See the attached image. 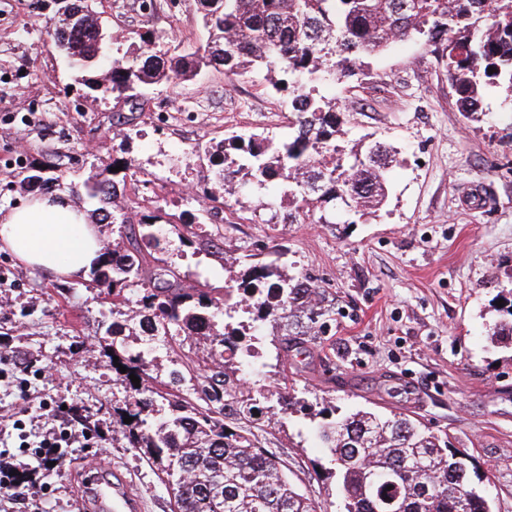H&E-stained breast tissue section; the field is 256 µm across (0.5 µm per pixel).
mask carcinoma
I'll return each mask as SVG.
<instances>
[{"instance_id":"carcinoma-1","label":"carcinoma","mask_w":512,"mask_h":512,"mask_svg":"<svg viewBox=\"0 0 512 512\" xmlns=\"http://www.w3.org/2000/svg\"><path fill=\"white\" fill-rule=\"evenodd\" d=\"M85 6L84 0L71 3L82 22L59 20L53 44L66 46V58L89 90L112 93L131 112L139 110L152 86L187 80L204 65L222 66L233 75L280 74L274 87L288 92L292 104L305 102L303 111H293L291 135L279 145L267 138L232 137L220 146L222 172L229 182L263 192L260 206L268 210L276 207V196L266 190L279 182L284 195L301 199L302 215L314 224L333 223L338 204L362 217L379 211L389 195L392 158L377 143L347 151L336 99L309 86L319 74L353 77L364 67L363 58L422 36L447 58L448 82L466 119L485 115V96L494 89L512 97V0H201L199 12L209 32L203 49L170 56L145 31L138 47L112 60L105 86L97 74L104 22L82 13ZM83 188L102 203L94 211L96 222L110 219L128 229L130 247L103 254L93 268L97 286L116 302L129 284L139 283V305L148 312L152 335L184 332L224 348V370L198 385V400L171 398L142 383L129 387L122 409L133 418L121 423L123 435L164 478L173 512H317L315 502L297 490L250 430L224 424L209 404L229 396L243 413L263 408L272 418L292 414L296 402L290 393L242 387L237 371L253 351L234 337L248 333L257 340L264 323L280 326L287 337L303 336L305 331L295 332L293 326L304 317L323 329L330 316L323 293L283 276L274 261L256 263L238 287L224 289V314L238 306L237 295L254 312L251 325L239 330L226 323L220 332L211 299L196 298L149 269L139 241L162 251L161 239L151 231L161 216L135 223L109 211L107 204L117 197L115 180L92 175ZM494 335L512 344V305L495 324ZM112 355L119 357L127 378L141 376L150 365L140 350L114 348ZM164 401L168 415L158 423L155 414ZM316 432L330 455L329 474L338 479L345 512H492L481 488L487 473L467 453L450 447L448 437L405 412L382 418L359 411L322 423Z\"/></svg>"}]
</instances>
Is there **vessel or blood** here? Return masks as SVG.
Here are the masks:
<instances>
[{
  "label": "vessel or blood",
  "instance_id": "vessel-or-blood-1",
  "mask_svg": "<svg viewBox=\"0 0 512 512\" xmlns=\"http://www.w3.org/2000/svg\"><path fill=\"white\" fill-rule=\"evenodd\" d=\"M83 470L80 512H140L138 499L112 482L109 468L87 461Z\"/></svg>",
  "mask_w": 512,
  "mask_h": 512
}]
</instances>
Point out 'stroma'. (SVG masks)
<instances>
[{
	"mask_svg": "<svg viewBox=\"0 0 512 512\" xmlns=\"http://www.w3.org/2000/svg\"><path fill=\"white\" fill-rule=\"evenodd\" d=\"M140 3L98 4L111 36L99 69L140 31L173 55L207 43L197 0H169L156 12ZM56 10L54 0H0V216L30 199L23 180L36 169L93 210L83 182L111 177L113 161L125 160L116 205L135 219L163 215L159 271L181 287L223 301L252 254L268 262L285 250L286 273L323 290L331 321L324 331L309 326L300 349L285 348L280 328L265 326L256 383L293 390L304 406L261 421L229 406L224 422L249 428L321 512H343L313 423L358 410L412 414L488 472L494 512H512V346L490 338L512 281V104L491 92L487 116L467 120L445 59L421 36L369 58L348 81L323 83L344 107L348 144L395 149L390 193L376 216L353 224H292L291 204L268 210L249 190L226 194L212 151L235 135L287 140V93L263 75L208 66L151 87L133 123H118L114 100L86 94L53 48ZM191 216L196 224L183 229ZM140 294L127 287L116 305L91 273L60 279L0 252V356L10 359L0 373V424L10 460H30L42 433L83 435L29 504L0 500V512H78L80 463L96 457L111 463L113 480L142 512H172L161 475L121 432L127 388L112 349L148 350L156 382L182 370L186 398L220 359L210 343L183 334L145 336Z\"/></svg>",
	"mask_w": 512,
	"mask_h": 512,
	"instance_id": "obj_1",
	"label": "stroma"
}]
</instances>
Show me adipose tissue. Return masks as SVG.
Segmentation results:
<instances>
[{
  "label": "adipose tissue",
  "instance_id": "1",
  "mask_svg": "<svg viewBox=\"0 0 512 512\" xmlns=\"http://www.w3.org/2000/svg\"><path fill=\"white\" fill-rule=\"evenodd\" d=\"M0 251L61 278L88 270L105 251L82 206L62 194L37 196L0 219Z\"/></svg>",
  "mask_w": 512,
  "mask_h": 512
}]
</instances>
